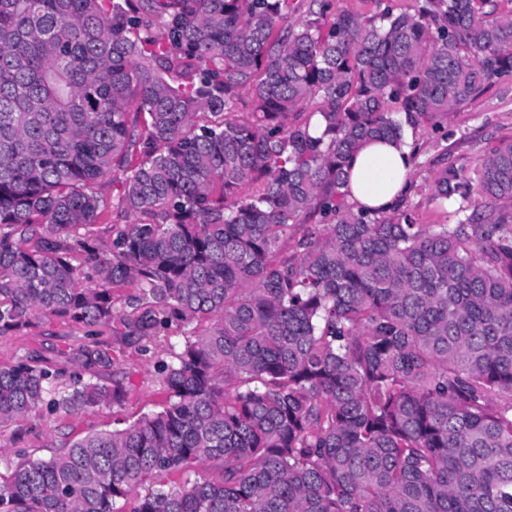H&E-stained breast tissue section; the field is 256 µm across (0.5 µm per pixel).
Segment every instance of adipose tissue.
<instances>
[{"label":"adipose tissue","instance_id":"ef3b65f1","mask_svg":"<svg viewBox=\"0 0 512 512\" xmlns=\"http://www.w3.org/2000/svg\"><path fill=\"white\" fill-rule=\"evenodd\" d=\"M412 149L409 137L399 145L384 141L364 145L350 162V203L380 211L394 207L409 188Z\"/></svg>","mask_w":512,"mask_h":512}]
</instances>
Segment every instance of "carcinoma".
I'll return each mask as SVG.
<instances>
[{
    "instance_id": "1",
    "label": "carcinoma",
    "mask_w": 512,
    "mask_h": 512,
    "mask_svg": "<svg viewBox=\"0 0 512 512\" xmlns=\"http://www.w3.org/2000/svg\"><path fill=\"white\" fill-rule=\"evenodd\" d=\"M376 2L0 0V338L82 333L0 364V434L122 401L106 333L167 393L7 463L0 512H512V213H468L512 140L437 171L455 224L348 200L363 143L512 79V12Z\"/></svg>"
}]
</instances>
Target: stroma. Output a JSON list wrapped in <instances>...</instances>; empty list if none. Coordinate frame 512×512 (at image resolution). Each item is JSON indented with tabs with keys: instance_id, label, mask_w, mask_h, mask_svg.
Listing matches in <instances>:
<instances>
[{
	"instance_id": "stroma-1",
	"label": "stroma",
	"mask_w": 512,
	"mask_h": 512,
	"mask_svg": "<svg viewBox=\"0 0 512 512\" xmlns=\"http://www.w3.org/2000/svg\"><path fill=\"white\" fill-rule=\"evenodd\" d=\"M444 126L447 138L429 130L417 131L414 136L418 156L410 173L411 190L405 205L420 224L457 221L455 203L443 204L434 197L435 171L441 163L474 168L488 148L512 138V83L490 85L481 96L450 114ZM72 341L68 327L51 321L28 334L0 339V362L11 361L27 349L39 350L53 360L58 350ZM116 356L129 386L121 404L92 408L63 419L35 416L19 422L17 430L0 433V441L8 445L10 454L44 456L49 443L59 444L65 437L91 430L120 428L162 410L167 396L159 381L157 364L164 359V352L156 348L142 353L120 344Z\"/></svg>"
}]
</instances>
